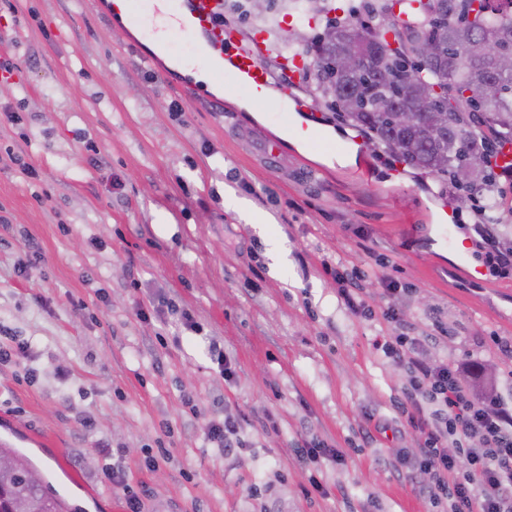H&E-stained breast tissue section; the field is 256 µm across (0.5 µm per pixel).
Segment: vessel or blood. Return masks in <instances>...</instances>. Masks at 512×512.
Returning <instances> with one entry per match:
<instances>
[{
    "label": "vessel or blood",
    "mask_w": 512,
    "mask_h": 512,
    "mask_svg": "<svg viewBox=\"0 0 512 512\" xmlns=\"http://www.w3.org/2000/svg\"><path fill=\"white\" fill-rule=\"evenodd\" d=\"M216 7L217 0H180L171 13L176 30L190 36L203 49L207 65L215 73L229 68L240 83L261 95L274 89L281 101L292 98L288 86L273 87L262 62L267 51V31L255 28L244 35L234 27L214 24Z\"/></svg>",
    "instance_id": "vessel-or-blood-1"
}]
</instances>
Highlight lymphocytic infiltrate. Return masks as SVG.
Returning <instances> with one entry per match:
<instances>
[{"instance_id":"1","label":"lymphocytic infiltrate","mask_w":512,"mask_h":512,"mask_svg":"<svg viewBox=\"0 0 512 512\" xmlns=\"http://www.w3.org/2000/svg\"><path fill=\"white\" fill-rule=\"evenodd\" d=\"M474 231L489 274H511L512 248L501 245L494 225L478 224ZM382 348L412 374L397 404L420 440L406 476L433 502H447L448 512H512V396L502 393L484 366L431 357L422 337L400 333Z\"/></svg>"}]
</instances>
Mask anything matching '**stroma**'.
I'll return each mask as SVG.
<instances>
[{"instance_id": "stroma-1", "label": "stroma", "mask_w": 512, "mask_h": 512, "mask_svg": "<svg viewBox=\"0 0 512 512\" xmlns=\"http://www.w3.org/2000/svg\"><path fill=\"white\" fill-rule=\"evenodd\" d=\"M282 5L268 0L278 21L263 58L277 86L284 58L309 48ZM144 41L92 0H0V58L15 64L0 111L22 118L0 123V341L31 344L0 364V420L77 512H126L105 471L115 462L144 512H433L397 476L418 436L395 408L409 368L377 347L396 331L382 313L396 306L419 331L437 312L448 339L431 355L472 357L512 388V356L492 342L512 340V278L469 275L483 264L470 225L512 243V188L488 211V193L394 168L313 80L294 84L298 106L270 96L250 112L232 77L215 99ZM248 212L285 239L282 272ZM449 213L464 252L437 232ZM340 260L398 295L365 282L371 314L353 315L322 271ZM149 299L164 320L137 318ZM185 310L196 330L180 328ZM228 414L240 420L232 455L204 433ZM304 439L343 456L323 470L325 494L297 459Z\"/></svg>"}]
</instances>
